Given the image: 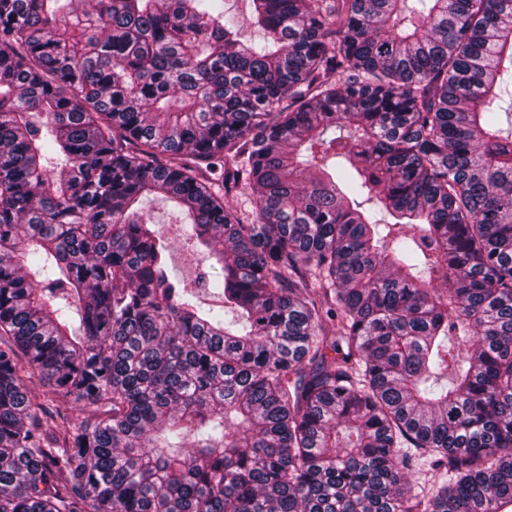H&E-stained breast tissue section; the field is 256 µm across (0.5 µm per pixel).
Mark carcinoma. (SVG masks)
<instances>
[{
    "label": "carcinoma",
    "instance_id": "cac0c4a2",
    "mask_svg": "<svg viewBox=\"0 0 512 512\" xmlns=\"http://www.w3.org/2000/svg\"><path fill=\"white\" fill-rule=\"evenodd\" d=\"M224 2L0 0V512H505L512 0ZM146 210H149L160 231L169 238L171 243L170 268L172 274L192 287L196 275L205 265L200 252L195 249L192 242H186L181 237H177V225L170 224L168 208L163 202L153 201L147 205Z\"/></svg>",
    "mask_w": 512,
    "mask_h": 512
}]
</instances>
